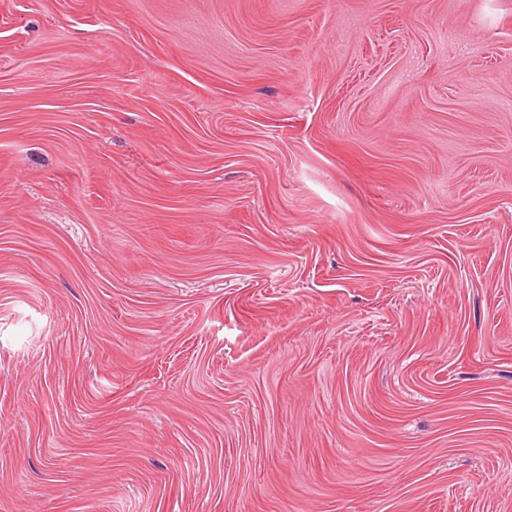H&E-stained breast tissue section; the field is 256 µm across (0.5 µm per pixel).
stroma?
I'll return each mask as SVG.
<instances>
[{
    "mask_svg": "<svg viewBox=\"0 0 512 512\" xmlns=\"http://www.w3.org/2000/svg\"><path fill=\"white\" fill-rule=\"evenodd\" d=\"M0 512H512V0H0Z\"/></svg>",
    "mask_w": 512,
    "mask_h": 512,
    "instance_id": "1",
    "label": "stroma"
}]
</instances>
